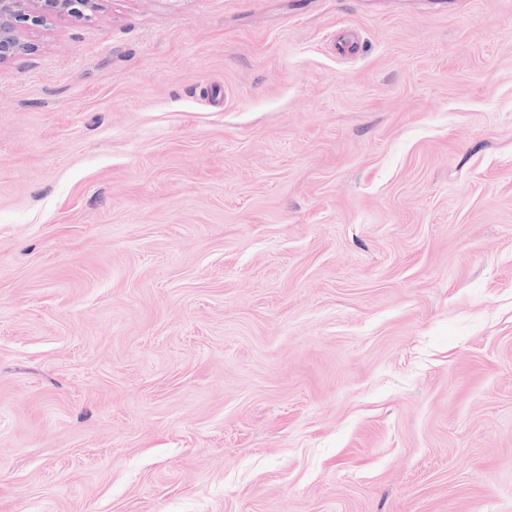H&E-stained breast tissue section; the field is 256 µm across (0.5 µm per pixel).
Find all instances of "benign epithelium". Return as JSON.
I'll return each instance as SVG.
<instances>
[{
	"label": "benign epithelium",
	"mask_w": 512,
	"mask_h": 512,
	"mask_svg": "<svg viewBox=\"0 0 512 512\" xmlns=\"http://www.w3.org/2000/svg\"><path fill=\"white\" fill-rule=\"evenodd\" d=\"M98 0H0V65L33 50L27 32L58 18L89 17Z\"/></svg>",
	"instance_id": "7a95c632"
}]
</instances>
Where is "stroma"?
Wrapping results in <instances>:
<instances>
[{
	"mask_svg": "<svg viewBox=\"0 0 512 512\" xmlns=\"http://www.w3.org/2000/svg\"><path fill=\"white\" fill-rule=\"evenodd\" d=\"M0 65V512H512V0H99Z\"/></svg>",
	"mask_w": 512,
	"mask_h": 512,
	"instance_id": "stroma-1",
	"label": "stroma"
}]
</instances>
